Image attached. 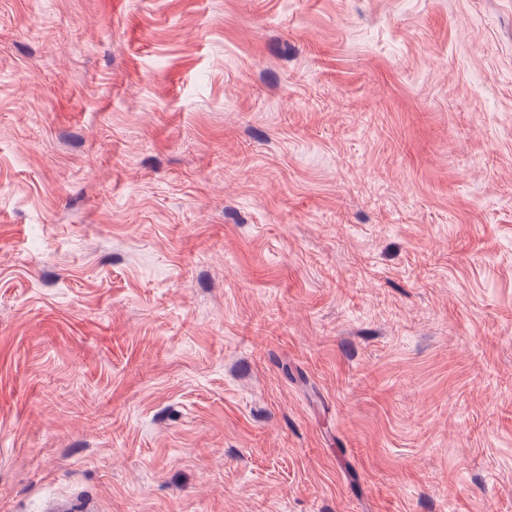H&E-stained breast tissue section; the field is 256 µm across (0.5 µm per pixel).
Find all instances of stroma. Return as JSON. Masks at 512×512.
<instances>
[{
  "label": "stroma",
  "instance_id": "obj_1",
  "mask_svg": "<svg viewBox=\"0 0 512 512\" xmlns=\"http://www.w3.org/2000/svg\"><path fill=\"white\" fill-rule=\"evenodd\" d=\"M512 512V0H0V512Z\"/></svg>",
  "mask_w": 512,
  "mask_h": 512
}]
</instances>
